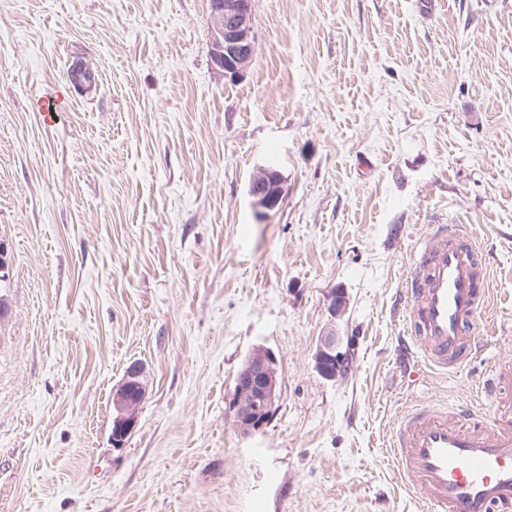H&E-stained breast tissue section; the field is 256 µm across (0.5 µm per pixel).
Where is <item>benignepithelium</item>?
<instances>
[{
    "label": "benign epithelium",
    "mask_w": 512,
    "mask_h": 512,
    "mask_svg": "<svg viewBox=\"0 0 512 512\" xmlns=\"http://www.w3.org/2000/svg\"><path fill=\"white\" fill-rule=\"evenodd\" d=\"M253 0H210L212 58L225 76L233 79L244 75L254 54ZM283 180L273 167H264L249 186L251 206L258 216L279 209L284 197ZM316 368L322 376L334 379L346 373L348 364L336 351V336L329 334L321 341L315 355ZM145 397L138 365L129 367L117 385L112 405L116 413L112 426L113 445H123L135 426L140 405ZM277 358L268 348L258 345L245 358L238 372V386L233 399L235 423L239 433L250 436L261 431L279 406Z\"/></svg>",
    "instance_id": "obj_1"
}]
</instances>
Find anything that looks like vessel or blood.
<instances>
[{
  "mask_svg": "<svg viewBox=\"0 0 512 512\" xmlns=\"http://www.w3.org/2000/svg\"><path fill=\"white\" fill-rule=\"evenodd\" d=\"M486 278L468 227L431 225L417 243L396 301L416 358L445 370L476 356L477 321L488 306ZM511 386L507 363L485 385L493 402L487 413L435 404L400 416L389 453L402 485L430 512H512V412L499 407Z\"/></svg>",
  "mask_w": 512,
  "mask_h": 512,
  "instance_id": "vessel-or-blood-1",
  "label": "vessel or blood"
}]
</instances>
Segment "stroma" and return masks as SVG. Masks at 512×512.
Returning <instances> with one entry per match:
<instances>
[{"label": "stroma", "mask_w": 512, "mask_h": 512, "mask_svg": "<svg viewBox=\"0 0 512 512\" xmlns=\"http://www.w3.org/2000/svg\"><path fill=\"white\" fill-rule=\"evenodd\" d=\"M415 2L254 0L232 80L209 0H0V512H420L387 449L399 416L480 405L512 360V0ZM48 89L62 108L41 111ZM269 165L286 195L260 221ZM434 224L477 231L493 328L415 381L396 298ZM258 345L280 406L243 437ZM134 363L146 395L116 447ZM284 193L280 173L270 166L261 168L248 186L251 206L258 216H266L278 210ZM316 368L327 379H336L346 373L348 364L336 351V336L333 333L324 336L315 355ZM279 402L277 358L268 348L255 346L238 372L233 399L239 433L250 436L261 431L272 419ZM145 392L140 366H130L112 397V405L116 413L112 426L114 446H122L134 428Z\"/></svg>", "instance_id": "35a3bbf8"}]
</instances>
